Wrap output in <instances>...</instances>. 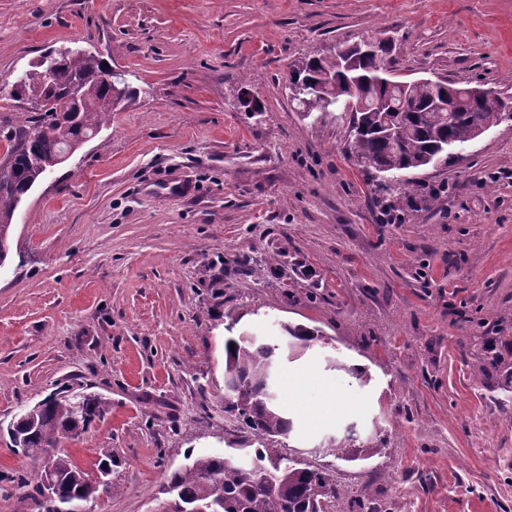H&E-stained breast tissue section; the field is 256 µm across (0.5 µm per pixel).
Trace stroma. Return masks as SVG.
I'll list each match as a JSON object with an SVG mask.
<instances>
[{"label": "stroma", "instance_id": "35a3bbf8", "mask_svg": "<svg viewBox=\"0 0 512 512\" xmlns=\"http://www.w3.org/2000/svg\"><path fill=\"white\" fill-rule=\"evenodd\" d=\"M371 34L403 79L512 97V0H0V158L31 109L12 85L47 51L87 49L142 90L15 213L0 471L39 470L4 430L69 384L110 407L61 449L88 473L111 449L102 512H151L189 456L255 446L224 412L227 339L301 326L319 338L277 377L310 366L357 406L314 426L285 400L288 454L369 485L354 512H512V120L377 187L348 116L288 92L293 64ZM349 437L385 450L322 446ZM352 443L344 444L341 441H330V450L337 460L343 462H356L360 460H367L375 455H379L385 448H379L383 446L376 444L373 446H367L364 443L355 444V440L350 439Z\"/></svg>", "mask_w": 512, "mask_h": 512}]
</instances>
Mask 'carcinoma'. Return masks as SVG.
Listing matches in <instances>:
<instances>
[{"instance_id":"1","label":"carcinoma","mask_w":512,"mask_h":512,"mask_svg":"<svg viewBox=\"0 0 512 512\" xmlns=\"http://www.w3.org/2000/svg\"><path fill=\"white\" fill-rule=\"evenodd\" d=\"M109 64L84 50L67 51L54 86L41 85L42 67L38 64L21 76L20 98L26 91L41 89L43 103L31 126H22L7 136L10 149L4 166L9 174L0 178V266L7 259L9 234L18 204L41 180L44 172L59 165L62 149L69 143L99 131L101 124L116 109L115 95L103 79ZM393 71L388 54L361 61L356 75L372 87L365 111L357 113L349 154L358 165L378 174L395 175L424 167L432 158L448 159L473 141L476 130H487L503 119V113L465 98L466 88L449 84L460 98V112H441L426 107L440 82L405 86V80L390 75L391 84L379 83L383 70ZM315 70L336 76L330 100L309 97L310 82L298 86V95L309 98L311 112H331L350 95V83L337 69L336 57H319ZM80 82L83 98L67 112H53L49 104L67 97L70 84ZM383 97L397 105L408 101L406 112H382L375 105ZM400 128L397 142L383 133L385 127ZM289 339L271 343L256 336L243 335L225 343V382L228 396L224 412L234 416L256 438L258 447L249 452L251 464L243 465L235 456L201 455L182 469L172 472L166 485L176 509L188 512L198 505H216V512H341L337 506L348 497L336 483L333 471L296 462L274 447L288 437L291 421L279 408L278 396H270L275 383V366L285 353L303 348L314 339V332L288 327ZM107 399L95 397L86 414H77L70 396L53 392L26 410L8 428L11 439H19L27 454L38 459L49 454L57 468L60 496L73 497L87 486L90 475L71 463L59 450L62 431L82 429L104 416ZM330 450L343 462L367 460L382 453L379 445L330 442Z\"/></svg>"}]
</instances>
